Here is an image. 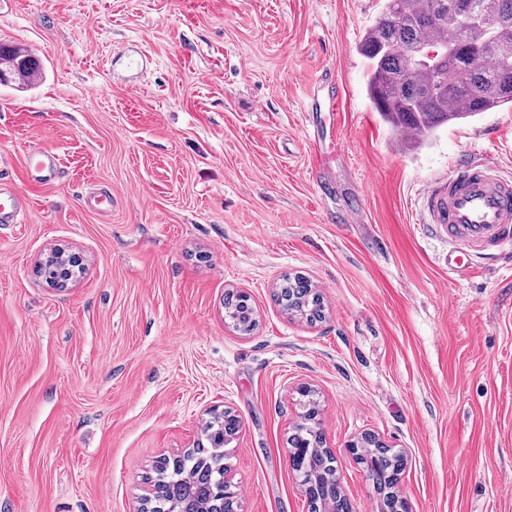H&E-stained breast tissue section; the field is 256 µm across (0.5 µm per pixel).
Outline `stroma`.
Wrapping results in <instances>:
<instances>
[{
    "mask_svg": "<svg viewBox=\"0 0 512 512\" xmlns=\"http://www.w3.org/2000/svg\"><path fill=\"white\" fill-rule=\"evenodd\" d=\"M382 5L0 10V42L43 65L35 86H0V176L29 201L0 224V512H141L159 459L194 447L214 408L240 420L224 448L238 512H310L288 438L312 399L354 512L380 503L349 452L366 433L405 455L413 512H512V248L449 277L422 207L462 151L512 177V107L406 151L359 50ZM325 71L338 108L322 197L304 105ZM34 150L64 178L30 184ZM55 248L79 266L63 288L37 270ZM295 275L322 322L275 302ZM232 291L250 298V335L224 317Z\"/></svg>",
    "mask_w": 512,
    "mask_h": 512,
    "instance_id": "1",
    "label": "stroma"
}]
</instances>
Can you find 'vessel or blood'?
I'll return each mask as SVG.
<instances>
[{"label": "vessel or blood", "instance_id": "vessel-or-blood-1", "mask_svg": "<svg viewBox=\"0 0 512 512\" xmlns=\"http://www.w3.org/2000/svg\"><path fill=\"white\" fill-rule=\"evenodd\" d=\"M315 128L336 118V94L330 82H322L306 106ZM29 177L47 184L62 172L60 158L47 151L25 157ZM425 210L434 233L448 243V271L467 273L466 262L501 254L512 246V179L493 166L463 155L447 178L432 181L423 194ZM26 197L0 178V224H18L27 209Z\"/></svg>", "mask_w": 512, "mask_h": 512}]
</instances>
